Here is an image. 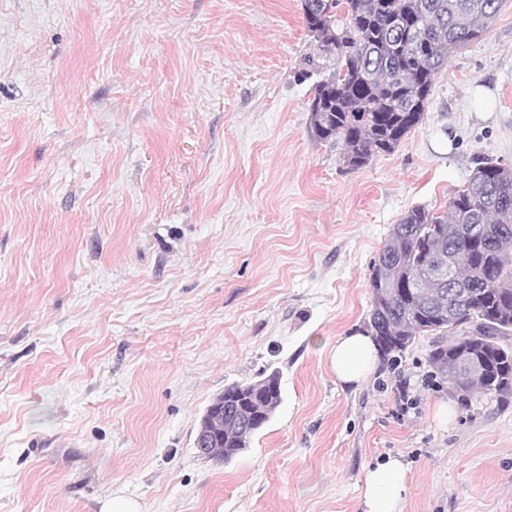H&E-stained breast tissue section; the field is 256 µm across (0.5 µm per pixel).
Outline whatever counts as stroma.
Masks as SVG:
<instances>
[{
  "label": "stroma",
  "mask_w": 512,
  "mask_h": 512,
  "mask_svg": "<svg viewBox=\"0 0 512 512\" xmlns=\"http://www.w3.org/2000/svg\"><path fill=\"white\" fill-rule=\"evenodd\" d=\"M335 68L301 0H0V512H361L390 456L402 512H512V399L461 406L427 336L357 388L328 358L393 224L512 165V0L357 170L309 132ZM274 369L249 447L200 456ZM253 382H236L225 386L224 399L215 396L205 418L215 425L224 422V434L217 439L206 431L198 432L195 448L201 455L228 462L247 448L250 438L274 415L282 402L280 374L274 370ZM230 437V438H229ZM225 440V446H224ZM229 448L224 454V448Z\"/></svg>",
  "instance_id": "obj_1"
}]
</instances>
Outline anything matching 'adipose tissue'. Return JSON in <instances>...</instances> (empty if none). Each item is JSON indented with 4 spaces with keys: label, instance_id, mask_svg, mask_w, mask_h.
<instances>
[{
    "label": "adipose tissue",
    "instance_id": "obj_1",
    "mask_svg": "<svg viewBox=\"0 0 512 512\" xmlns=\"http://www.w3.org/2000/svg\"><path fill=\"white\" fill-rule=\"evenodd\" d=\"M378 358L377 344L370 333L358 331L338 337L329 355L337 381L357 387L373 372ZM408 490L407 467L390 457L367 468L361 489L363 512H400Z\"/></svg>",
    "mask_w": 512,
    "mask_h": 512
}]
</instances>
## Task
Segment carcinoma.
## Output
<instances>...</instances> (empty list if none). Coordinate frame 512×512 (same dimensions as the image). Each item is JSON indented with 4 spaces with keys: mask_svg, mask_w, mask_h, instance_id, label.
<instances>
[{
    "mask_svg": "<svg viewBox=\"0 0 512 512\" xmlns=\"http://www.w3.org/2000/svg\"><path fill=\"white\" fill-rule=\"evenodd\" d=\"M502 0H301L303 19L339 67L315 87L309 131L340 139L343 162L360 169L400 144L424 115L449 56L485 38ZM345 27L336 26L339 13ZM450 271L451 280L439 276ZM369 324L390 358L433 336L429 363L453 386L454 353L476 348L483 374L458 383V402L476 393L505 402L512 381V165L481 162L441 214L415 207L393 225L369 279ZM282 402L280 374L224 387V461Z\"/></svg>",
    "mask_w": 512,
    "mask_h": 512,
    "instance_id": "carcinoma-1",
    "label": "carcinoma"
}]
</instances>
